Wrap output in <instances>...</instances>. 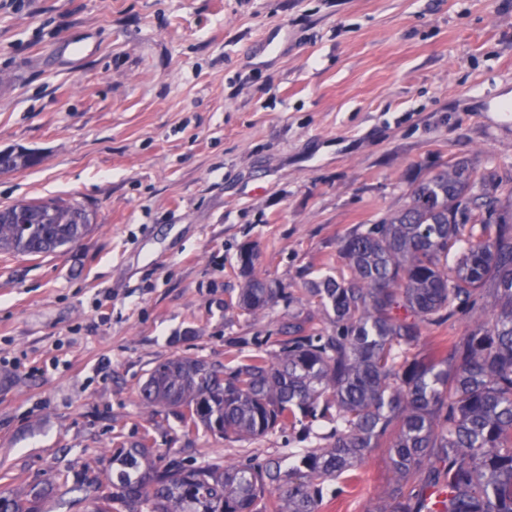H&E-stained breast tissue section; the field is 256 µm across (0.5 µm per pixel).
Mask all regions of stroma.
I'll return each instance as SVG.
<instances>
[{
    "mask_svg": "<svg viewBox=\"0 0 512 512\" xmlns=\"http://www.w3.org/2000/svg\"><path fill=\"white\" fill-rule=\"evenodd\" d=\"M512 0H0V206L78 201L67 252L0 254V490L67 476L46 512L139 442L202 464L288 457L278 433L227 442L151 417L159 361L224 364L288 321L235 308L238 255L301 295L340 241L463 163L512 200ZM319 512H368L381 452ZM34 155L27 152V150L20 149L18 151H7L2 155L0 153V167L1 171H11L22 168H29L37 165Z\"/></svg>",
    "mask_w": 512,
    "mask_h": 512,
    "instance_id": "35a3bbf8",
    "label": "stroma"
}]
</instances>
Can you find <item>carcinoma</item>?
<instances>
[{"mask_svg":"<svg viewBox=\"0 0 512 512\" xmlns=\"http://www.w3.org/2000/svg\"><path fill=\"white\" fill-rule=\"evenodd\" d=\"M35 165L23 149L0 154L3 171ZM407 197L342 239L340 277L306 289L331 329L293 314L272 356L258 346L232 366L172 358L139 388L151 416L171 413L188 432L308 443L286 471L254 458L188 468L142 442L113 451L106 481L81 485L90 512H318L376 449L393 478L368 512H512V208L459 163ZM14 211L0 208V252H63L91 227L77 202H34L20 224ZM239 256L247 280L237 310L255 317L285 292L254 273L251 248ZM453 320L472 328L418 349ZM45 494L0 491V512H43Z\"/></svg>","mask_w":512,"mask_h":512,"instance_id":"obj_1","label":"carcinoma"}]
</instances>
